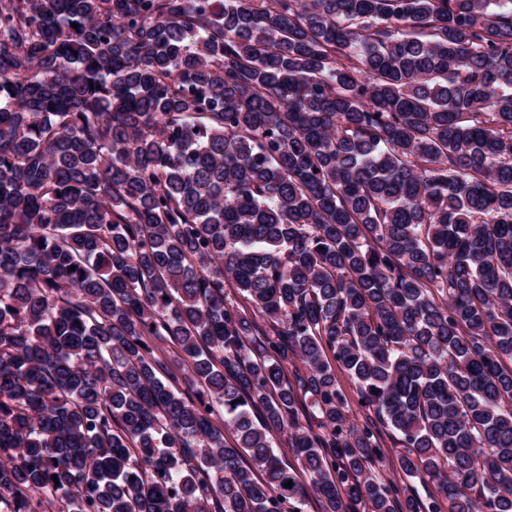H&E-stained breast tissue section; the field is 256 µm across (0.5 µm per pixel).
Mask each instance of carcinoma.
Returning a JSON list of instances; mask_svg holds the SVG:
<instances>
[{"mask_svg":"<svg viewBox=\"0 0 512 512\" xmlns=\"http://www.w3.org/2000/svg\"><path fill=\"white\" fill-rule=\"evenodd\" d=\"M501 2L0 0L8 512H512Z\"/></svg>","mask_w":512,"mask_h":512,"instance_id":"cac0c4a2","label":"carcinoma"}]
</instances>
